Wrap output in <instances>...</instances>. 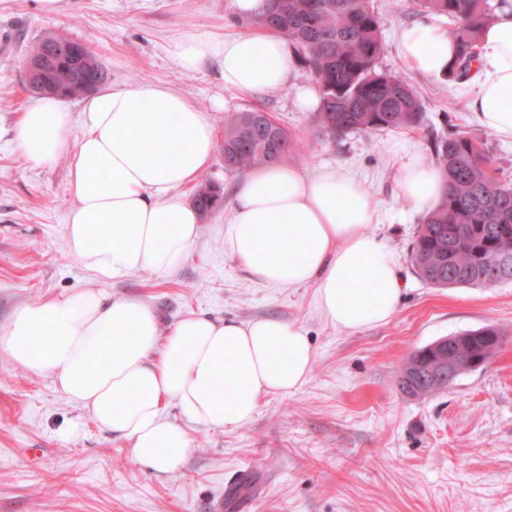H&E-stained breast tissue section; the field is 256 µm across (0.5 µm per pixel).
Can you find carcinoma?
I'll return each instance as SVG.
<instances>
[{
  "instance_id": "carcinoma-1",
  "label": "carcinoma",
  "mask_w": 512,
  "mask_h": 512,
  "mask_svg": "<svg viewBox=\"0 0 512 512\" xmlns=\"http://www.w3.org/2000/svg\"><path fill=\"white\" fill-rule=\"evenodd\" d=\"M503 6V0H413L417 12L453 22L450 35L458 54L448 77L454 80L471 76L480 34ZM251 24L292 45L298 65L320 92L317 128L331 140L424 125L425 106L416 91L379 66L384 43L373 0H273ZM59 39L61 35L51 34L30 46L27 62L37 66L32 90L62 97L93 91L106 79L96 53L73 39L69 53L58 54ZM432 148L446 192L421 218L409 261L436 288L495 286L503 282L498 267L502 256H508L512 268V183L497 176L485 144L471 136L436 137ZM296 152L288 130L267 112H235L224 122V166L232 171L286 161ZM194 203L201 214L210 213L223 205V189L204 185ZM502 343L503 333L491 326L464 332L445 346L434 341L408 356L399 369L398 386L414 398L437 393L468 364L489 363ZM449 355L460 364L453 376L429 371Z\"/></svg>"
}]
</instances>
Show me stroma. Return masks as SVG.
Wrapping results in <instances>:
<instances>
[{"label": "stroma", "instance_id": "obj_1", "mask_svg": "<svg viewBox=\"0 0 512 512\" xmlns=\"http://www.w3.org/2000/svg\"><path fill=\"white\" fill-rule=\"evenodd\" d=\"M374 6L385 41L380 64L413 86L429 122L336 141L320 134L313 111L297 99L298 86L311 83L305 72L276 92L246 94L225 88L214 67L187 74L170 57L169 42L187 31L250 32L232 0H61L54 14L36 0H14L0 11V331L17 307L91 281L66 242L67 160L37 167L13 142L21 112L37 100L26 81L27 49L49 33L89 44L107 85L153 82L194 101L209 112L216 137L232 113L258 108L275 116L303 157L300 169L344 168L373 198L376 213L364 230L392 250L405 288L388 323L350 333L324 317L314 285L254 278L224 245L239 176L216 150L198 182L220 185L224 206L202 216L187 259L167 278L140 272L104 289L144 300L166 328L191 314L298 324L313 348L306 381L264 397L240 428L187 423L190 455L159 478L51 376L0 354V512H512V281L435 288L419 280L408 256L420 216L396 193L402 161L449 132L485 140L500 177L512 181V141L470 117L461 81L423 77L399 57L396 35L415 22L411 8L392 0ZM487 325L506 336L485 368L424 398L399 389L396 369L412 351Z\"/></svg>", "mask_w": 512, "mask_h": 512}]
</instances>
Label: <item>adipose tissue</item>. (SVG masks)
<instances>
[{"label":"adipose tissue","instance_id":"ef3b65f1","mask_svg":"<svg viewBox=\"0 0 512 512\" xmlns=\"http://www.w3.org/2000/svg\"><path fill=\"white\" fill-rule=\"evenodd\" d=\"M397 46L427 77L447 73L456 53L447 28L429 18L402 27ZM168 52L188 74L216 66L225 87L243 93L276 91L297 73L287 40L269 31L187 32ZM463 99L479 125L512 140V9L484 29ZM80 122L82 135L71 142L70 110L46 97L22 113L15 141L41 167L70 154L66 241L92 282L18 307L0 332V353L52 376L100 428L127 442L139 464L167 475L192 450L184 421L242 427L262 398L305 382L313 349L303 328L275 318L192 314L166 331L143 300L106 295L102 284L139 272L165 278L190 254L199 213L179 190L211 164L214 127L208 112L155 83L101 88L83 100ZM397 190L424 213L440 202L445 183L419 152L402 165ZM235 195L224 244L253 276L275 286L315 284L321 312L341 329L359 332L393 318L403 282L390 248L363 230L376 206L349 172L259 165L241 176ZM171 405L182 422L166 417Z\"/></svg>","mask_w":512,"mask_h":512}]
</instances>
